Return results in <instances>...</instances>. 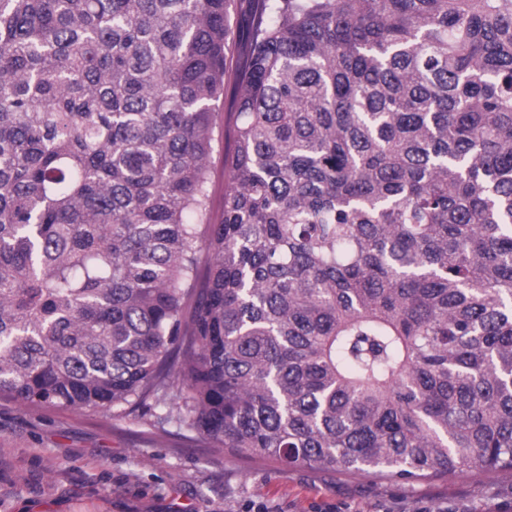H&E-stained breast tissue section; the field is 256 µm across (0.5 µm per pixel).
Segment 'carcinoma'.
<instances>
[{
  "mask_svg": "<svg viewBox=\"0 0 512 512\" xmlns=\"http://www.w3.org/2000/svg\"><path fill=\"white\" fill-rule=\"evenodd\" d=\"M0 0V398L247 458L512 470V0ZM250 7L248 2L236 0L234 18L235 38L228 52V71L224 76V100L218 103L215 112L214 152L211 156L212 168V204L211 218L218 222L222 218L224 207V150L227 146L229 131L233 126V101L237 94L236 69L241 63L248 43L250 32Z\"/></svg>",
  "mask_w": 512,
  "mask_h": 512,
  "instance_id": "1",
  "label": "carcinoma"
}]
</instances>
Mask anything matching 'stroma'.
<instances>
[{
    "label": "stroma",
    "mask_w": 512,
    "mask_h": 512,
    "mask_svg": "<svg viewBox=\"0 0 512 512\" xmlns=\"http://www.w3.org/2000/svg\"><path fill=\"white\" fill-rule=\"evenodd\" d=\"M224 99L215 112L211 218L224 207V150L236 70L250 32L237 0ZM161 407L104 414L0 399V512H512V470L464 469L409 486L390 479L235 456Z\"/></svg>",
    "instance_id": "obj_1"
}]
</instances>
